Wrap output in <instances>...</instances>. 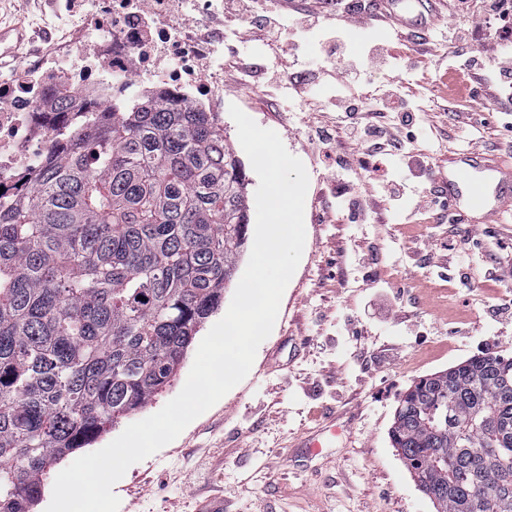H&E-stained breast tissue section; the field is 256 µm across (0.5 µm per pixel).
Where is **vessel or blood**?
<instances>
[{
  "label": "vessel or blood",
  "instance_id": "b4317fda",
  "mask_svg": "<svg viewBox=\"0 0 512 512\" xmlns=\"http://www.w3.org/2000/svg\"><path fill=\"white\" fill-rule=\"evenodd\" d=\"M378 8L400 23L411 14L430 7L440 9L445 0H375ZM449 206H464L469 212L490 219L504 208L512 209V169L459 155L448 161V179L440 185Z\"/></svg>",
  "mask_w": 512,
  "mask_h": 512
}]
</instances>
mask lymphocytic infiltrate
I'll return each instance as SVG.
<instances>
[{
  "label": "lymphocytic infiltrate",
  "mask_w": 512,
  "mask_h": 512,
  "mask_svg": "<svg viewBox=\"0 0 512 512\" xmlns=\"http://www.w3.org/2000/svg\"><path fill=\"white\" fill-rule=\"evenodd\" d=\"M353 15L364 16L372 23L382 19L371 0H304L298 7L292 0H224L211 20L224 27L234 42H242L243 29L248 26L253 30V40L273 48L298 41L317 28L322 19ZM494 24L504 31L512 28V0H450L447 22L434 27L435 35L453 44L459 60L454 71L461 76L466 94L454 113L456 136L471 146L476 143L473 131L503 113V101L512 94V47L496 40L483 43L477 51L471 47L474 33ZM313 60L319 74L340 77L334 104L343 110V119L336 126H317L312 134L319 150L335 157L337 173L351 171L354 162L353 155H336V139L340 136L368 155L411 161L423 111L404 100L394 84L372 99L357 100L346 93L361 76L388 77L391 56L380 51L362 64L351 59L343 40L334 38L320 44Z\"/></svg>",
  "instance_id": "f902f5d3"
}]
</instances>
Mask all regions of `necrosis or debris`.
Segmentation results:
<instances>
[{
  "label": "necrosis or debris",
  "mask_w": 512,
  "mask_h": 512,
  "mask_svg": "<svg viewBox=\"0 0 512 512\" xmlns=\"http://www.w3.org/2000/svg\"><path fill=\"white\" fill-rule=\"evenodd\" d=\"M52 0L67 29L24 61L0 63V188L14 195L23 175L58 152L74 122L47 108L66 97L85 111H108L159 91L173 111L220 118L224 60L202 18L214 0Z\"/></svg>",
  "instance_id": "4bbe7bcc"
}]
</instances>
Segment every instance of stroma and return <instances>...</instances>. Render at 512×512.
<instances>
[{
	"mask_svg": "<svg viewBox=\"0 0 512 512\" xmlns=\"http://www.w3.org/2000/svg\"><path fill=\"white\" fill-rule=\"evenodd\" d=\"M31 16L27 0H0V45L23 52L40 44ZM345 38L356 58L384 42L403 94L422 110L445 108V72L410 36L392 30L380 40L350 31ZM308 51L304 42L273 52L256 41L249 54L288 82L305 70ZM334 93L323 86L299 98L288 88L272 100L261 83L241 88L225 77V104L277 132L307 170L304 251L247 377L173 442L129 467L113 487L119 512H205L222 498L234 502L235 512H435L392 447L389 429L415 380L486 351L512 356V326L483 317L502 296L503 281H512V223L475 224L463 214L458 228L479 246L462 265L448 253L447 225L417 211L433 183L429 167L467 150L452 140L448 116L419 142L429 166L412 169L399 206L373 212L375 184L397 174L392 159L376 156L348 176L359 215L338 211L336 163L308 141L314 105ZM379 283L404 289L403 309L369 306ZM460 325L466 336L455 335ZM193 361L186 355L170 385L107 426L95 448L177 396ZM331 418L339 434H325L321 450L303 447Z\"/></svg>",
	"mask_w": 512,
	"mask_h": 512,
	"instance_id": "obj_1",
	"label": "stroma"
}]
</instances>
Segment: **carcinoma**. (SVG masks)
Instances as JSON below:
<instances>
[{"label": "carcinoma", "mask_w": 512, "mask_h": 512, "mask_svg": "<svg viewBox=\"0 0 512 512\" xmlns=\"http://www.w3.org/2000/svg\"><path fill=\"white\" fill-rule=\"evenodd\" d=\"M246 186L207 113L145 95L0 206V512H34L52 465L173 380L244 252ZM401 401L390 442L435 512H512V357Z\"/></svg>", "instance_id": "1"}]
</instances>
